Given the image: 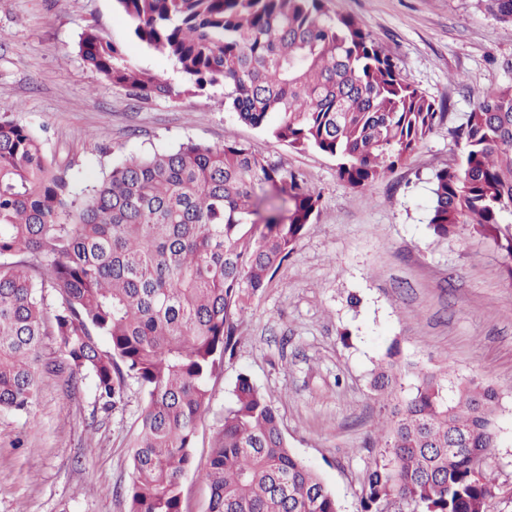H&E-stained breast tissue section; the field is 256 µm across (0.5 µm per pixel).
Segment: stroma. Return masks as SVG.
Masks as SVG:
<instances>
[{"mask_svg": "<svg viewBox=\"0 0 512 512\" xmlns=\"http://www.w3.org/2000/svg\"><path fill=\"white\" fill-rule=\"evenodd\" d=\"M355 18L443 117L410 157L367 190L336 174V161L294 149L242 122L223 85L171 100H135L82 61L94 27L139 66L173 84L166 58L134 40L114 0H0V103L32 127L80 185L133 156L192 141H240L299 174L321 207L294 252L238 321L233 354L212 378L197 428L184 512H207L197 478L224 427V407L247 376L279 410L288 446L316 470L340 512H358L379 455L389 407L372 379L395 358L403 394L417 368L476 379L499 394L498 445L488 469L499 487L488 512H512V279L494 243L467 230L436 237L428 226L432 175L457 163L449 133L487 90L512 83V23L475 0H328ZM143 394L127 381L101 412L91 377L69 390L40 381L30 416L0 412V512H128L125 491Z\"/></svg>", "mask_w": 512, "mask_h": 512, "instance_id": "obj_1", "label": "stroma"}]
</instances>
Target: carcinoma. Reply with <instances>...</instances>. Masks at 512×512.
I'll list each match as a JSON object with an SVG mask.
<instances>
[{"mask_svg":"<svg viewBox=\"0 0 512 512\" xmlns=\"http://www.w3.org/2000/svg\"><path fill=\"white\" fill-rule=\"evenodd\" d=\"M115 2L185 88L132 63L94 28L78 42L88 67L133 99L177 100L222 83L244 123L333 157L352 188L405 162L444 116L359 21L331 16L327 0ZM477 7L512 23V0ZM11 111L0 105V411L29 414L45 374L69 388L92 374L105 411L136 381L144 408L129 512H182L197 423L235 344V319L293 253L321 195L242 142L132 157L76 192L71 167ZM451 133L464 152L433 174L428 225L440 238L467 229L493 240L512 278V85L484 93ZM45 336L56 337L61 362L44 361ZM398 386L389 362L374 388L391 396ZM498 401L474 379L450 385L418 372L382 421L360 512H487ZM197 477L209 489L207 512H339L246 376Z\"/></svg>","mask_w":512,"mask_h":512,"instance_id":"cac0c4a2","label":"carcinoma"}]
</instances>
